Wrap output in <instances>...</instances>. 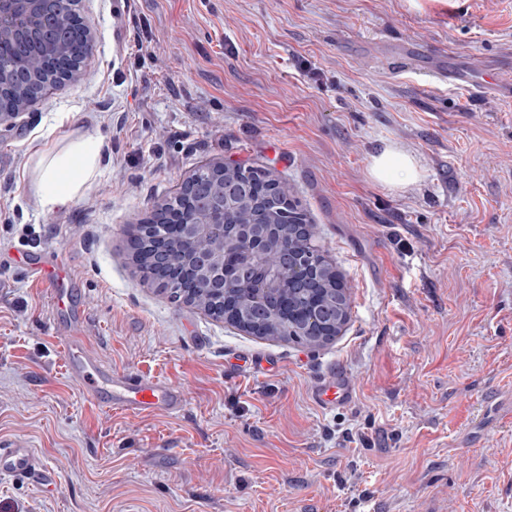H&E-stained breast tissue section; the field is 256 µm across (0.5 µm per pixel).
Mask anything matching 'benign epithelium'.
I'll return each instance as SVG.
<instances>
[{"label": "benign epithelium", "mask_w": 512, "mask_h": 512, "mask_svg": "<svg viewBox=\"0 0 512 512\" xmlns=\"http://www.w3.org/2000/svg\"><path fill=\"white\" fill-rule=\"evenodd\" d=\"M82 0H0V127L15 119L50 91L77 81L85 59L94 50L90 21L81 11ZM237 165L211 162L186 179L171 197L155 205L154 223L139 224L134 250H145L155 271V284L163 290H177L187 302L194 293L207 289L217 303H228L230 287L224 284V252L238 249L246 260L236 272L247 280L253 268L267 257L271 220L268 214L280 210L273 189L257 199L258 213L252 224H231L226 209L252 194L251 185L224 180V173ZM278 266L288 271V280L306 288L319 273L335 271L319 255L318 262L306 257L318 252L308 238L296 245H278ZM257 296L244 311L241 322L258 329L268 313L284 307L279 293L285 281L275 274L259 280ZM330 314L314 310L308 314L306 330L322 336Z\"/></svg>", "instance_id": "7a95c632"}]
</instances>
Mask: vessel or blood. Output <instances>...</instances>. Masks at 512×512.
Wrapping results in <instances>:
<instances>
[{
  "mask_svg": "<svg viewBox=\"0 0 512 512\" xmlns=\"http://www.w3.org/2000/svg\"><path fill=\"white\" fill-rule=\"evenodd\" d=\"M65 364L69 378L98 405L133 415H176L185 406V394L179 387L105 365L85 347L81 337H71L67 343ZM312 397L323 408L345 406L353 401L354 388L348 378L333 373L313 386ZM31 473L45 486L57 481L55 470L38 466L34 450L26 443L12 440L0 445L1 478Z\"/></svg>",
  "mask_w": 512,
  "mask_h": 512,
  "instance_id": "b4317fda",
  "label": "vessel or blood"
}]
</instances>
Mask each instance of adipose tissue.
Instances as JSON below:
<instances>
[{"label":"adipose tissue","instance_id":"adipose-tissue-1","mask_svg":"<svg viewBox=\"0 0 512 512\" xmlns=\"http://www.w3.org/2000/svg\"><path fill=\"white\" fill-rule=\"evenodd\" d=\"M101 152V141L89 137L55 156L32 187L37 205L49 212L70 207L94 178ZM369 175L375 182L391 187L412 184L420 178L414 155L395 145L385 146L371 157Z\"/></svg>","mask_w":512,"mask_h":512}]
</instances>
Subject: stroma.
<instances>
[{"mask_svg": "<svg viewBox=\"0 0 512 512\" xmlns=\"http://www.w3.org/2000/svg\"><path fill=\"white\" fill-rule=\"evenodd\" d=\"M84 0L77 83L0 131V440L56 485L0 479V512H512V0ZM410 44L414 66L388 54ZM470 67L460 86L421 68ZM101 137L66 210L40 168ZM421 173L377 184L372 155ZM288 184L349 317L310 346L171 300L130 257L136 224L200 164ZM59 253L71 306L23 258ZM181 387L175 416L99 406L65 338ZM350 405L319 407L333 372ZM369 175L377 183L401 187L415 183L420 172L414 155L395 145L385 146L370 158ZM312 397L323 408L345 406L354 399V388L348 378L332 373L312 388Z\"/></svg>", "mask_w": 512, "mask_h": 512, "instance_id": "1", "label": "stroma"}]
</instances>
